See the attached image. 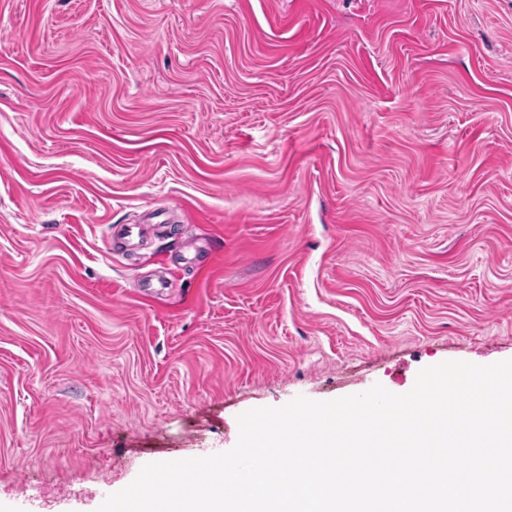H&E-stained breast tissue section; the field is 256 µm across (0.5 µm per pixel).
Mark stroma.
<instances>
[{
    "instance_id": "1",
    "label": "stroma",
    "mask_w": 512,
    "mask_h": 512,
    "mask_svg": "<svg viewBox=\"0 0 512 512\" xmlns=\"http://www.w3.org/2000/svg\"><path fill=\"white\" fill-rule=\"evenodd\" d=\"M510 359L512 0H0V512Z\"/></svg>"
}]
</instances>
